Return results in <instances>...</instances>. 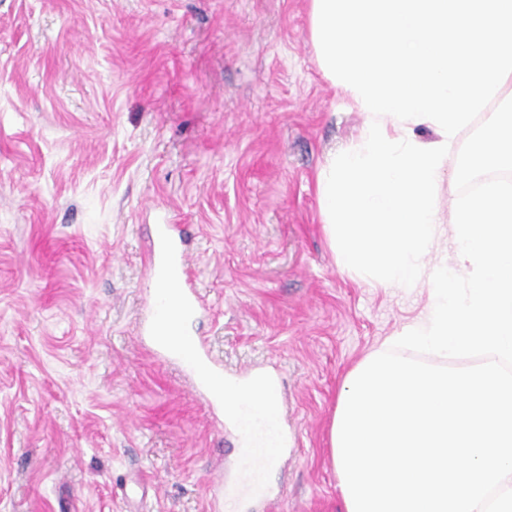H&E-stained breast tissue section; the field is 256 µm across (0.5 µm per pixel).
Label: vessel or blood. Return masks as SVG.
Listing matches in <instances>:
<instances>
[{
	"label": "vessel or blood",
	"instance_id": "b4317fda",
	"mask_svg": "<svg viewBox=\"0 0 512 512\" xmlns=\"http://www.w3.org/2000/svg\"><path fill=\"white\" fill-rule=\"evenodd\" d=\"M149 277L165 286L164 303H150L140 320V331L147 336L153 353L180 365L193 379L195 390L211 405L223 407L224 390L234 384H246L255 378L252 370H228L215 360L204 337L186 331L203 307L199 290L189 274V260L181 225L159 224L149 243ZM236 428L239 433L238 476L216 482L210 490L213 512H235L244 499L260 500L263 512H278L280 494L269 490L264 475L288 448L284 431L267 428L249 416L244 405H237Z\"/></svg>",
	"mask_w": 512,
	"mask_h": 512
}]
</instances>
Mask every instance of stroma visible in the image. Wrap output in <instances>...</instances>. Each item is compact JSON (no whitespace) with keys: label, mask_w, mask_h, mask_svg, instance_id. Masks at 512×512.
<instances>
[{"label":"stroma","mask_w":512,"mask_h":512,"mask_svg":"<svg viewBox=\"0 0 512 512\" xmlns=\"http://www.w3.org/2000/svg\"><path fill=\"white\" fill-rule=\"evenodd\" d=\"M363 124L307 0H0V512H211L234 436L138 333L163 223L191 231L195 334L279 373L282 512H344V377L427 303L324 232L316 172Z\"/></svg>","instance_id":"35a3bbf8"}]
</instances>
